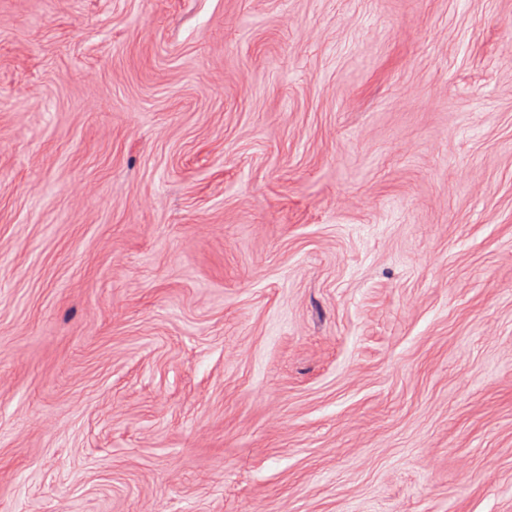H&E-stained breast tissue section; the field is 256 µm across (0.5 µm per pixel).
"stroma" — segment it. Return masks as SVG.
Instances as JSON below:
<instances>
[{"mask_svg": "<svg viewBox=\"0 0 512 512\" xmlns=\"http://www.w3.org/2000/svg\"><path fill=\"white\" fill-rule=\"evenodd\" d=\"M0 512H512V0H0Z\"/></svg>", "mask_w": 512, "mask_h": 512, "instance_id": "stroma-1", "label": "stroma"}]
</instances>
